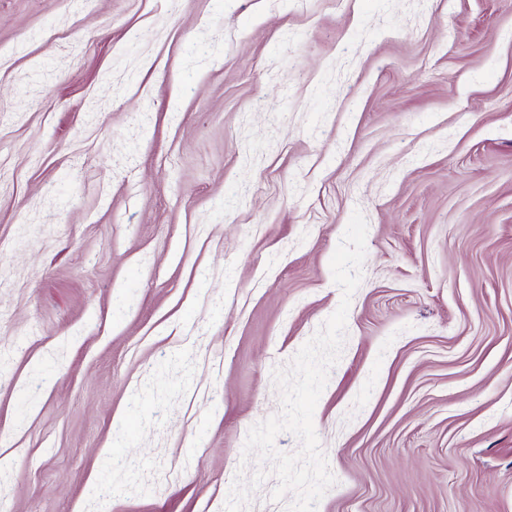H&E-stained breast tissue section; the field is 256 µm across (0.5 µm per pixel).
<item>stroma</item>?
Instances as JSON below:
<instances>
[{"label": "stroma", "instance_id": "35a3bbf8", "mask_svg": "<svg viewBox=\"0 0 512 512\" xmlns=\"http://www.w3.org/2000/svg\"><path fill=\"white\" fill-rule=\"evenodd\" d=\"M0 512H225L336 311L317 512H512V0H0Z\"/></svg>", "mask_w": 512, "mask_h": 512}]
</instances>
